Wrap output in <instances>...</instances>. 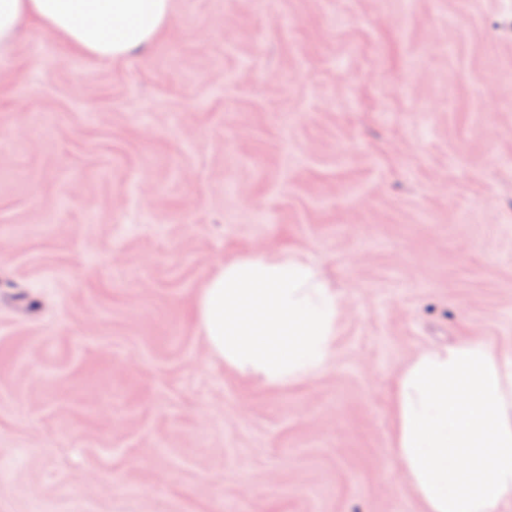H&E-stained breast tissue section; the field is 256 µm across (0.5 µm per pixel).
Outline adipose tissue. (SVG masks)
Instances as JSON below:
<instances>
[{
  "label": "adipose tissue",
  "mask_w": 512,
  "mask_h": 512,
  "mask_svg": "<svg viewBox=\"0 0 512 512\" xmlns=\"http://www.w3.org/2000/svg\"><path fill=\"white\" fill-rule=\"evenodd\" d=\"M172 0H0V53L36 22L79 54L125 60L171 20ZM340 293L306 253L220 261L193 302L210 360L270 386L322 373L336 354ZM394 452L423 512L512 503V357L487 342L418 351L393 392Z\"/></svg>",
  "instance_id": "1"
}]
</instances>
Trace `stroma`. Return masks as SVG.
Here are the masks:
<instances>
[{
    "label": "stroma",
    "mask_w": 512,
    "mask_h": 512,
    "mask_svg": "<svg viewBox=\"0 0 512 512\" xmlns=\"http://www.w3.org/2000/svg\"><path fill=\"white\" fill-rule=\"evenodd\" d=\"M307 253L336 356L213 365L224 257ZM512 355V0H173L151 48L0 54V512H422L390 389Z\"/></svg>",
    "instance_id": "obj_1"
}]
</instances>
